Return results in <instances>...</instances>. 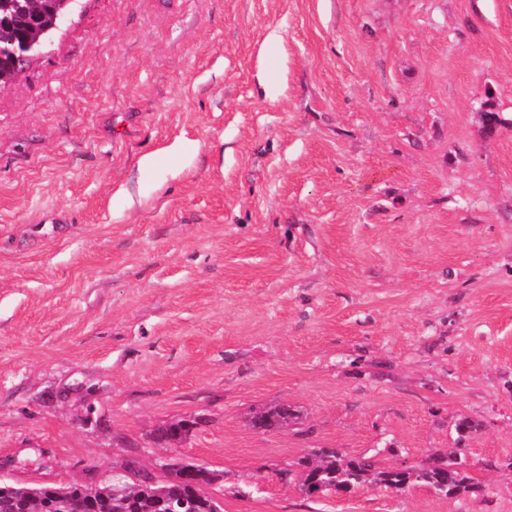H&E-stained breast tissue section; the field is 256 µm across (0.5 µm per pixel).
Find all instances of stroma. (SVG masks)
<instances>
[{
  "label": "stroma",
  "instance_id": "stroma-1",
  "mask_svg": "<svg viewBox=\"0 0 512 512\" xmlns=\"http://www.w3.org/2000/svg\"><path fill=\"white\" fill-rule=\"evenodd\" d=\"M489 105L512 118V0H79L0 89V476L187 461L224 512H512ZM314 448L454 454L480 490L308 500L280 472ZM295 415L290 406L281 404L269 411L256 416L252 422L256 429L264 430L270 428L279 429L288 423V420Z\"/></svg>",
  "mask_w": 512,
  "mask_h": 512
}]
</instances>
